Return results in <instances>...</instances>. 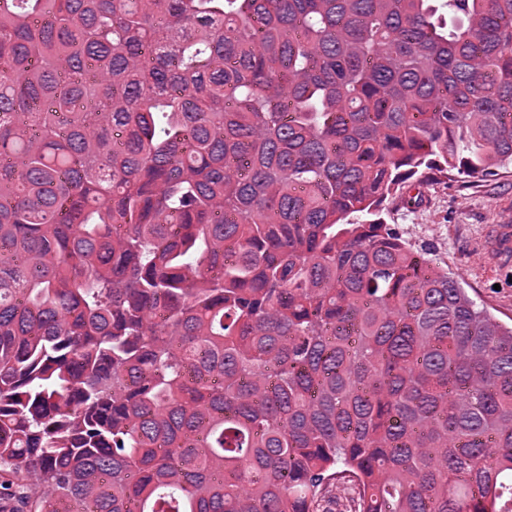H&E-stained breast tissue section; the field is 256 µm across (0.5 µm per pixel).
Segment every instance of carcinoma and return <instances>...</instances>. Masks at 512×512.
<instances>
[{
  "instance_id": "1",
  "label": "carcinoma",
  "mask_w": 512,
  "mask_h": 512,
  "mask_svg": "<svg viewBox=\"0 0 512 512\" xmlns=\"http://www.w3.org/2000/svg\"><path fill=\"white\" fill-rule=\"evenodd\" d=\"M509 167L512 0H0V512H512ZM445 181L427 185L422 204L412 213L393 206L387 222L398 224L412 243L428 246L442 267L461 275L474 301L509 325L512 244L507 249L497 242L494 225L512 226V173Z\"/></svg>"
}]
</instances>
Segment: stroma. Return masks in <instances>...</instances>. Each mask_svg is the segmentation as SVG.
Segmentation results:
<instances>
[{
    "label": "stroma",
    "instance_id": "obj_1",
    "mask_svg": "<svg viewBox=\"0 0 512 512\" xmlns=\"http://www.w3.org/2000/svg\"><path fill=\"white\" fill-rule=\"evenodd\" d=\"M389 221L412 243L428 246L442 267L459 273L474 301L512 322V247H502L495 236L496 225H512V173L427 185L416 210L393 209Z\"/></svg>",
    "mask_w": 512,
    "mask_h": 512
}]
</instances>
